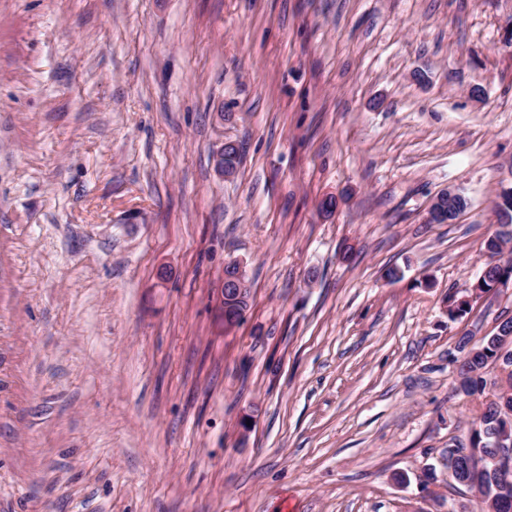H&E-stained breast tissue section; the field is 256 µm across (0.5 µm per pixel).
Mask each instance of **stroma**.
Returning a JSON list of instances; mask_svg holds the SVG:
<instances>
[{"label": "stroma", "mask_w": 512, "mask_h": 512, "mask_svg": "<svg viewBox=\"0 0 512 512\" xmlns=\"http://www.w3.org/2000/svg\"><path fill=\"white\" fill-rule=\"evenodd\" d=\"M511 21L512 0H0V512L470 499L448 448L482 402L450 358L512 288L457 321L446 300L512 185ZM447 187L467 208L426 223ZM224 285L230 288L235 286L236 288L234 289H236L239 296H243L246 290H248L244 274L240 267H238V272L234 277H224ZM238 295L232 293L231 291L228 293H224V314L227 313L231 315L235 313L237 310L247 308L248 303L246 299L248 293H246L245 299H239Z\"/></svg>", "instance_id": "35a3bbf8"}]
</instances>
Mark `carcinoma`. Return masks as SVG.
Listing matches in <instances>:
<instances>
[{"mask_svg": "<svg viewBox=\"0 0 512 512\" xmlns=\"http://www.w3.org/2000/svg\"><path fill=\"white\" fill-rule=\"evenodd\" d=\"M498 224L501 231L489 236L484 247L496 255L503 251V246L512 241V187L499 194L497 203ZM512 276V259L497 260L487 263V270L477 289L488 292L496 280ZM472 310L465 297H449L448 317L457 320L465 317ZM512 335L507 332L486 336L478 344H470V337L460 338L457 349L468 351L467 358L459 365V375L464 378L461 392L467 396L485 393L486 388L499 387L500 375H507L512 389V356H501L500 352L506 340ZM497 369L499 373L487 379L488 369ZM498 435L512 436V413L506 412L501 405L489 402L472 423L470 447L467 451L473 457L471 469L461 474L462 486L479 494L485 512H512V465L494 467L487 457L498 454L495 439Z\"/></svg>", "mask_w": 512, "mask_h": 512, "instance_id": "1", "label": "carcinoma"}]
</instances>
